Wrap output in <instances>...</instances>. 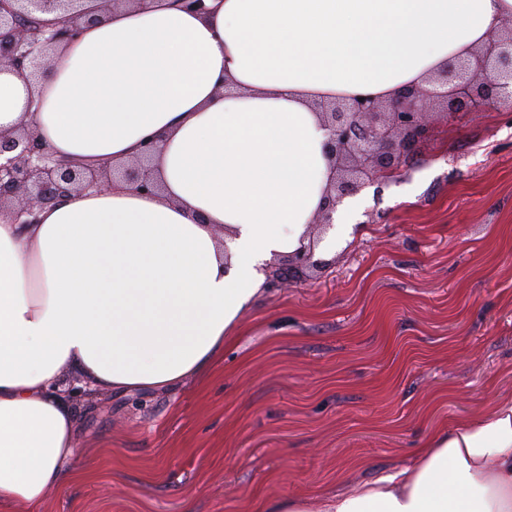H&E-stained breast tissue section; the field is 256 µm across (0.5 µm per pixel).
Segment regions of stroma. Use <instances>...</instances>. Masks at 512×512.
<instances>
[{"mask_svg": "<svg viewBox=\"0 0 512 512\" xmlns=\"http://www.w3.org/2000/svg\"><path fill=\"white\" fill-rule=\"evenodd\" d=\"M329 266L264 283L204 376L87 389L74 464L42 512H260L412 464L512 401V106L437 114L359 194Z\"/></svg>", "mask_w": 512, "mask_h": 512, "instance_id": "1", "label": "stroma"}]
</instances>
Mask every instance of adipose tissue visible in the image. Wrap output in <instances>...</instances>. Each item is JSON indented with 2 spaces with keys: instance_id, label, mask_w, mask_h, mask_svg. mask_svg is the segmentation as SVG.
I'll use <instances>...</instances> for the list:
<instances>
[{
  "instance_id": "obj_1",
  "label": "adipose tissue",
  "mask_w": 512,
  "mask_h": 512,
  "mask_svg": "<svg viewBox=\"0 0 512 512\" xmlns=\"http://www.w3.org/2000/svg\"><path fill=\"white\" fill-rule=\"evenodd\" d=\"M57 47L37 84L0 72V129L31 125L75 163L158 140L144 194L123 182L0 214V505L38 512L77 442L65 370L115 392L206 372L294 252L330 169L317 101L425 85L512 0H136ZM323 512H512V404L433 435L412 467Z\"/></svg>"
}]
</instances>
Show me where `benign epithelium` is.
Masks as SVG:
<instances>
[{
    "instance_id": "7a95c632",
    "label": "benign epithelium",
    "mask_w": 512,
    "mask_h": 512,
    "mask_svg": "<svg viewBox=\"0 0 512 512\" xmlns=\"http://www.w3.org/2000/svg\"><path fill=\"white\" fill-rule=\"evenodd\" d=\"M56 14L60 20L49 19ZM92 18L81 0H0V70L8 67L25 79L36 78L60 42L77 37ZM430 87L410 85L392 100L357 95L315 103L328 131L324 153L331 177L313 224L280 271L298 273L324 267L315 250L335 227L338 206L369 184L391 178L426 139L436 107L444 111L483 112L492 104L512 105V25L492 30L464 57L435 72ZM157 142L142 146L130 163L77 164L54 158L28 125L0 130V211L17 224H32L37 211L60 196L101 189L119 179L138 192L156 193L151 159Z\"/></svg>"
}]
</instances>
